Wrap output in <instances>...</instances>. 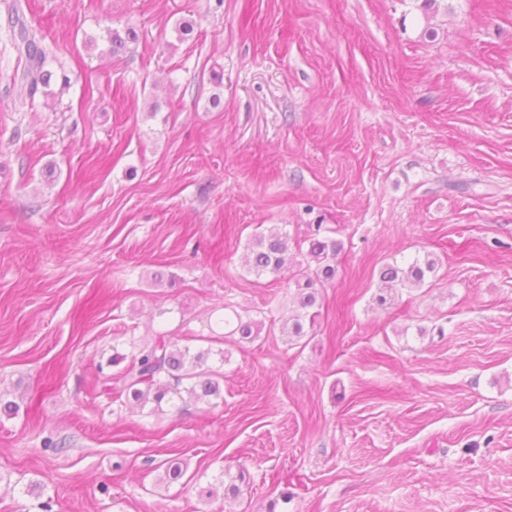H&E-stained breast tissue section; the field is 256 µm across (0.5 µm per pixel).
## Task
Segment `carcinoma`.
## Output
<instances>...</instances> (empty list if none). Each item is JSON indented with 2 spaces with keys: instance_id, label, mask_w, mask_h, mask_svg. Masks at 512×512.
I'll list each match as a JSON object with an SVG mask.
<instances>
[{
  "instance_id": "obj_1",
  "label": "carcinoma",
  "mask_w": 512,
  "mask_h": 512,
  "mask_svg": "<svg viewBox=\"0 0 512 512\" xmlns=\"http://www.w3.org/2000/svg\"><path fill=\"white\" fill-rule=\"evenodd\" d=\"M17 50L25 52L27 68L24 75L27 94L34 97L39 87L47 88L53 78V72L46 69V54L29 37L25 26L18 29ZM342 241L333 238L308 239V248L292 241L288 233L272 229L253 239L249 245V272L257 277L266 273L278 274L291 271L289 280L296 286L295 297L300 313L291 326L282 328L288 342L298 345L314 331L320 315L323 295L320 289L336 278V257L343 250ZM438 262L425 256L405 266L387 264L379 272L380 289L421 288L435 273ZM231 327L230 335L239 336L242 342H252L259 337L261 322L243 319H224ZM212 350H191L181 347L172 337L159 335L153 341L138 348V352L126 358L112 355V364L126 362L121 372L122 393L144 406L149 402L161 405L163 400H179L185 404H209L222 397L221 378L223 375L208 366ZM229 483L224 486V496L237 498L243 494L244 471L235 476L225 473Z\"/></svg>"
}]
</instances>
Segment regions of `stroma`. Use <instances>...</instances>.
Wrapping results in <instances>:
<instances>
[{
    "label": "stroma",
    "instance_id": "stroma-1",
    "mask_svg": "<svg viewBox=\"0 0 512 512\" xmlns=\"http://www.w3.org/2000/svg\"><path fill=\"white\" fill-rule=\"evenodd\" d=\"M421 2L22 0L71 79L27 104L0 0V512H512V0H444L432 38ZM262 226L344 244L307 345L244 265ZM160 333L209 343L221 399L120 397ZM435 258L425 256L423 260L416 259L406 266L387 264L379 272L380 290L395 288H421L437 269ZM232 326L228 336L238 335L241 342H252L259 337L261 330V322L252 319L243 320V318L235 314V320L224 317V326Z\"/></svg>",
    "mask_w": 512,
    "mask_h": 512
}]
</instances>
